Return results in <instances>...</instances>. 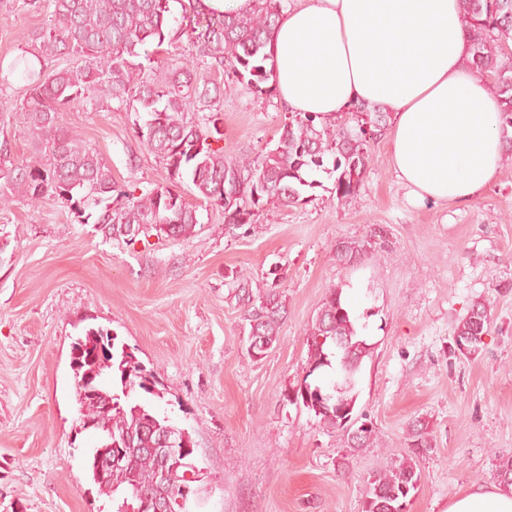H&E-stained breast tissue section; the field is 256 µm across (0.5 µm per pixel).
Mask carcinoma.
Returning <instances> with one entry per match:
<instances>
[{
	"label": "carcinoma",
	"instance_id": "carcinoma-1",
	"mask_svg": "<svg viewBox=\"0 0 512 512\" xmlns=\"http://www.w3.org/2000/svg\"><path fill=\"white\" fill-rule=\"evenodd\" d=\"M181 4L176 17L171 2ZM471 36L472 72L491 77L503 116L502 135L512 144V0H463ZM47 22L30 38L27 54L42 63L70 57L73 64L52 72L25 67L30 81L25 110L34 139L48 164L21 161L0 165V203L16 197L30 203L62 201L81 224L92 222L109 239L135 240L151 232L168 238L191 234L200 223L196 207L183 201L174 187L188 181L200 199L224 208V223L249 224L252 210L268 203L293 205L308 201L321 186L318 171L334 177L339 200L353 196L374 163L370 143L387 125L390 113L360 105L356 125L330 128L313 114H295L284 124L275 148L257 160L231 158L219 145L223 95L204 73L229 67L237 82L256 94L275 91L267 69L270 35L282 16V0H254L245 14L215 15L202 0H52ZM191 42L196 53L186 62L157 75L150 47L166 44L177 50ZM130 107L144 116L137 134L164 163L166 186L135 194L118 185L102 157L79 135L59 124V114L74 106L103 103ZM202 113L193 120L189 113ZM336 264L357 265L372 247L365 239L336 241ZM247 302L244 319L258 338L255 354L265 355L278 341L287 315L286 300L276 282L253 290L238 289ZM489 314L475 305L455 331L454 343L467 352L482 345ZM83 348L74 378L89 377L94 396L78 400L79 420L92 423L93 446L87 457L92 481L112 501V512H151L147 502L169 503L170 512H190L200 489L191 454L184 451L182 429L173 427L167 443L161 432L170 425L154 399L162 398L152 375L126 351L117 337L89 327L73 341ZM309 373L281 391L288 405L302 406L324 425L343 432L355 451L373 440L375 430L356 433L340 412L356 407L363 363L373 353L343 289L330 288L307 333ZM118 465L112 478L96 475L97 456L107 444ZM432 447V435L420 421L409 425V454L374 472L363 512H401L418 491L422 473L415 457ZM167 477L161 478L162 458ZM191 477H186V473Z\"/></svg>",
	"mask_w": 512,
	"mask_h": 512
}]
</instances>
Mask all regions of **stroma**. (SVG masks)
<instances>
[{
  "label": "stroma",
  "mask_w": 512,
  "mask_h": 512,
  "mask_svg": "<svg viewBox=\"0 0 512 512\" xmlns=\"http://www.w3.org/2000/svg\"><path fill=\"white\" fill-rule=\"evenodd\" d=\"M44 15L0 0V149L44 159L20 105L29 81L18 62ZM220 84L224 152L257 158L291 114L278 95L249 92L225 70ZM118 183L152 189L163 164L136 133V115L115 104L61 113ZM354 198L333 180L306 203H269L234 226L200 203V222L178 239L103 237L60 202L23 199L0 209V512H107L86 459L71 345L100 327L125 343L164 393L158 408L187 429L202 471L192 512H362L372 471L407 449L425 420L434 448L408 512H446L449 499L495 483L496 456L512 457V157L492 185L465 203L418 205L389 164V135ZM384 235L355 268L333 259L337 240ZM280 275L287 318L261 358L247 354L238 279ZM356 286L354 309L374 349L361 373L358 410L377 441L347 452L342 434L280 393L304 376L306 330L331 287ZM477 303L490 312L482 347L453 350L460 320Z\"/></svg>",
  "instance_id": "35a3bbf8"
}]
</instances>
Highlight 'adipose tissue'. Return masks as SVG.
I'll return each mask as SVG.
<instances>
[{
	"mask_svg": "<svg viewBox=\"0 0 512 512\" xmlns=\"http://www.w3.org/2000/svg\"><path fill=\"white\" fill-rule=\"evenodd\" d=\"M461 0H298L267 61L292 112L336 120L353 106L393 115L390 163L411 202L466 201L501 167L503 119L469 69ZM447 512H512V493L479 486Z\"/></svg>",
	"mask_w": 512,
	"mask_h": 512,
	"instance_id": "obj_1",
	"label": "adipose tissue"
}]
</instances>
